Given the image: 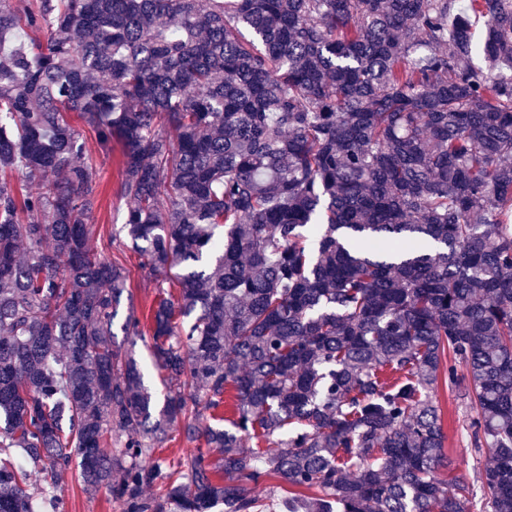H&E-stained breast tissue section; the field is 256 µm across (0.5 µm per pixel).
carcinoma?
<instances>
[{
  "label": "carcinoma",
  "instance_id": "1",
  "mask_svg": "<svg viewBox=\"0 0 512 512\" xmlns=\"http://www.w3.org/2000/svg\"><path fill=\"white\" fill-rule=\"evenodd\" d=\"M71 113L121 148L118 244L180 286L160 406L112 340L127 275L88 249ZM459 366L512 512V0H0V512H34L14 449L125 512H256L272 474L287 512H470L436 475ZM230 389V429L186 409ZM178 419L224 458L155 457Z\"/></svg>",
  "mask_w": 512,
  "mask_h": 512
}]
</instances>
